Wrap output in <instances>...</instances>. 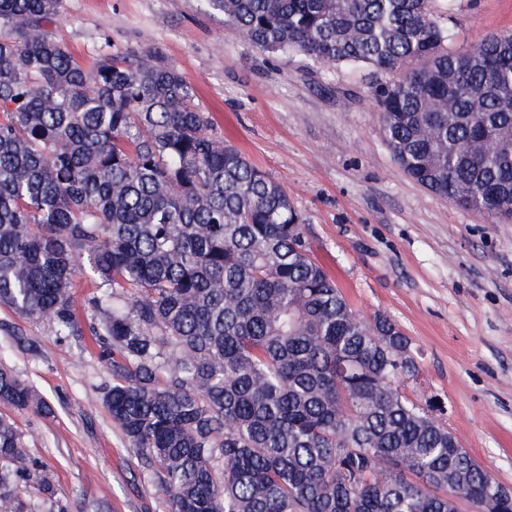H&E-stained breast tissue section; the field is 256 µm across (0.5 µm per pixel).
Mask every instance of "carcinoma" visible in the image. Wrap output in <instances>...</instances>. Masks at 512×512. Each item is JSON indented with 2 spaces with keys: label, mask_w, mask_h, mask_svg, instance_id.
<instances>
[{
  "label": "carcinoma",
  "mask_w": 512,
  "mask_h": 512,
  "mask_svg": "<svg viewBox=\"0 0 512 512\" xmlns=\"http://www.w3.org/2000/svg\"><path fill=\"white\" fill-rule=\"evenodd\" d=\"M270 53L364 66L400 170L512 215V31L444 49L433 0H206ZM59 0H0V305L81 336L170 512H481L492 476L402 387L411 342L348 304L285 189L156 50L81 63ZM0 407H50L0 368ZM39 464L0 413V512Z\"/></svg>",
  "instance_id": "obj_1"
}]
</instances>
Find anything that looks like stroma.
Masks as SVG:
<instances>
[{"label":"stroma","mask_w":512,"mask_h":512,"mask_svg":"<svg viewBox=\"0 0 512 512\" xmlns=\"http://www.w3.org/2000/svg\"><path fill=\"white\" fill-rule=\"evenodd\" d=\"M444 47L512 29V0H436ZM50 29L83 64L156 48L198 92L218 134L277 180L306 220L315 257L352 309L411 340L421 384L462 448L512 487V220L440 198L401 172L363 67L312 66L228 33L205 0H61ZM0 364L50 414L11 417L52 494L29 480L30 512H170L166 494L102 403L112 373L91 336L0 306Z\"/></svg>","instance_id":"obj_1"}]
</instances>
